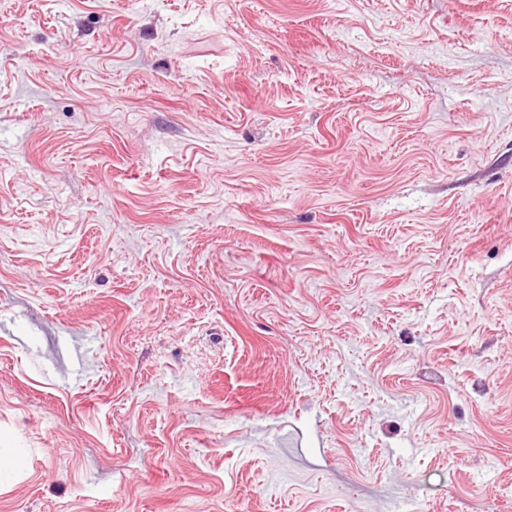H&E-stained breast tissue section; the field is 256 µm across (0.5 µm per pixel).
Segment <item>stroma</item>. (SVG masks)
<instances>
[{"label":"stroma","mask_w":512,"mask_h":512,"mask_svg":"<svg viewBox=\"0 0 512 512\" xmlns=\"http://www.w3.org/2000/svg\"><path fill=\"white\" fill-rule=\"evenodd\" d=\"M0 512H512V0H0Z\"/></svg>","instance_id":"obj_1"}]
</instances>
